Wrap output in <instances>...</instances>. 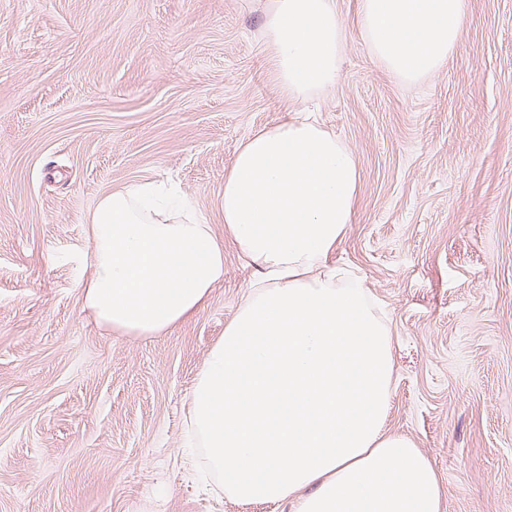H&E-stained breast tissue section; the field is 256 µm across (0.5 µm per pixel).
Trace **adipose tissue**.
I'll list each match as a JSON object with an SVG mask.
<instances>
[{
	"instance_id": "obj_1",
	"label": "adipose tissue",
	"mask_w": 512,
	"mask_h": 512,
	"mask_svg": "<svg viewBox=\"0 0 512 512\" xmlns=\"http://www.w3.org/2000/svg\"><path fill=\"white\" fill-rule=\"evenodd\" d=\"M464 0H360L373 58L407 84L433 77L464 32ZM346 29L334 0H272L265 49L287 120L250 136L224 176V222L263 271L200 367L187 441L225 496L294 512H443L446 491L388 431L392 337L364 280L333 265L354 221V153L311 111L335 84ZM84 306L101 325L159 336L204 307L224 248L189 198L145 183L89 216Z\"/></svg>"
}]
</instances>
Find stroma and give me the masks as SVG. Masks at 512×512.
<instances>
[{
	"mask_svg": "<svg viewBox=\"0 0 512 512\" xmlns=\"http://www.w3.org/2000/svg\"><path fill=\"white\" fill-rule=\"evenodd\" d=\"M272 0H0V512H293L210 491L186 402L261 270L224 222V175L286 120L264 50ZM346 24L319 119L355 154L334 261L393 339L389 430L446 488L444 512H512V0H465L462 41L406 86ZM154 180L224 246L204 308L130 339L83 306L88 216Z\"/></svg>",
	"mask_w": 512,
	"mask_h": 512,
	"instance_id": "obj_1",
	"label": "stroma"
}]
</instances>
